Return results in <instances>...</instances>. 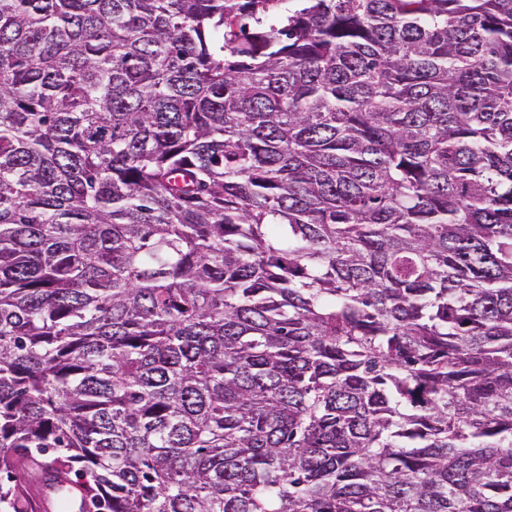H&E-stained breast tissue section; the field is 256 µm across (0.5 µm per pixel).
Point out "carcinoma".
Masks as SVG:
<instances>
[{"label":"carcinoma","instance_id":"1","mask_svg":"<svg viewBox=\"0 0 512 512\" xmlns=\"http://www.w3.org/2000/svg\"><path fill=\"white\" fill-rule=\"evenodd\" d=\"M270 2L0 0V512H512V0Z\"/></svg>","mask_w":512,"mask_h":512}]
</instances>
